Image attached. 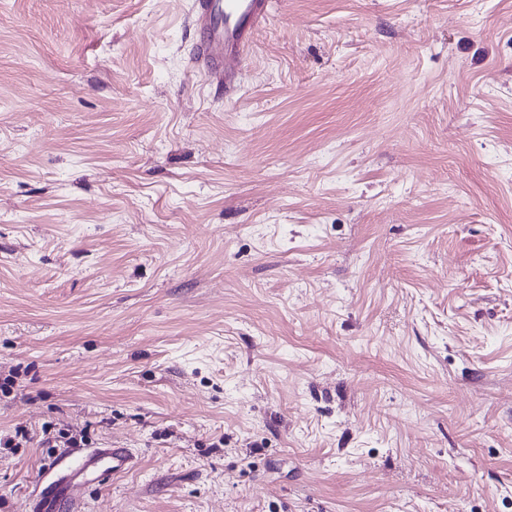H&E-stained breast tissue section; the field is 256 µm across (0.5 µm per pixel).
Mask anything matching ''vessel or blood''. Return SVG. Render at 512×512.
Segmentation results:
<instances>
[{
  "mask_svg": "<svg viewBox=\"0 0 512 512\" xmlns=\"http://www.w3.org/2000/svg\"><path fill=\"white\" fill-rule=\"evenodd\" d=\"M269 0H194L193 20L200 42L193 57L195 68L204 76L224 84L225 94L236 92V74L252 46L254 33L268 11ZM62 476L50 484L57 499L56 512H80V500L71 489L70 477L97 472L120 476L135 464L128 448H90L71 453Z\"/></svg>",
  "mask_w": 512,
  "mask_h": 512,
  "instance_id": "b4317fda",
  "label": "vessel or blood"
}]
</instances>
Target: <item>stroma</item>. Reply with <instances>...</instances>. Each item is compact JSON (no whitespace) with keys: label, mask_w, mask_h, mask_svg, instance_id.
<instances>
[{"label":"stroma","mask_w":512,"mask_h":512,"mask_svg":"<svg viewBox=\"0 0 512 512\" xmlns=\"http://www.w3.org/2000/svg\"><path fill=\"white\" fill-rule=\"evenodd\" d=\"M0 0V512H512V0ZM269 0H195L193 22L200 42L195 68L224 83V94L236 93V74L252 46L254 33L268 11ZM70 463L63 469V475L48 484L46 489L54 490L58 496L54 508L59 512H80V500L74 495L68 477L88 472H99L98 477L112 476V480L129 472L135 464V455L130 448H90L66 456ZM104 467V469H102ZM63 510V511H62Z\"/></svg>","instance_id":"1"}]
</instances>
